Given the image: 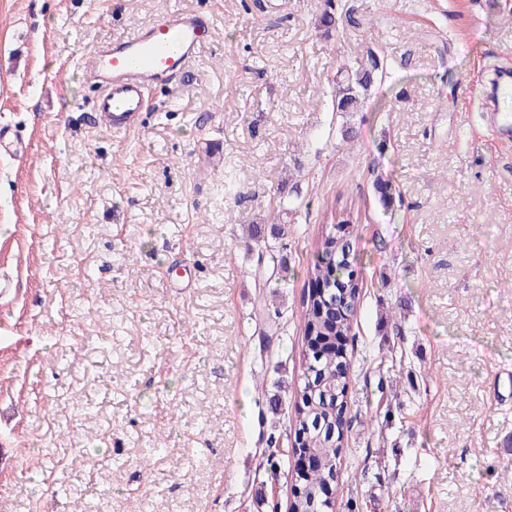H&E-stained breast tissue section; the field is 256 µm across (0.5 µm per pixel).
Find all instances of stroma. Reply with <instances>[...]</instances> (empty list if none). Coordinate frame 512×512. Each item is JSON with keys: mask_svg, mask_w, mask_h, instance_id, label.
<instances>
[{"mask_svg": "<svg viewBox=\"0 0 512 512\" xmlns=\"http://www.w3.org/2000/svg\"><path fill=\"white\" fill-rule=\"evenodd\" d=\"M177 10L204 20L197 60L114 132L82 56ZM362 47L388 76L346 142L331 96ZM509 66L512 0H0V125L24 146L0 149V512L287 504L337 200L363 292L336 512H512V147L484 105Z\"/></svg>", "mask_w": 512, "mask_h": 512, "instance_id": "stroma-1", "label": "stroma"}]
</instances>
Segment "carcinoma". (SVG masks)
<instances>
[{
	"instance_id": "carcinoma-1",
	"label": "carcinoma",
	"mask_w": 512,
	"mask_h": 512,
	"mask_svg": "<svg viewBox=\"0 0 512 512\" xmlns=\"http://www.w3.org/2000/svg\"><path fill=\"white\" fill-rule=\"evenodd\" d=\"M387 62L378 51L369 48L356 56L351 65H343L336 75L332 94V111L349 119L362 111L366 98L384 83ZM375 191L382 206H394L396 190L388 181H377ZM355 238V225L350 215L341 212L321 236L317 260L308 269L312 288L302 301V339L304 371L302 385L294 400L291 415L298 448L315 452L324 464L298 478L300 490L292 492L288 512H316V503L325 486L340 473L345 436L350 429L351 380L337 376L339 364L350 362L348 356L336 353L327 337L346 338L351 332L352 314L336 320L326 317L336 302L357 307L363 283L352 277L357 268L356 256L350 248Z\"/></svg>"
}]
</instances>
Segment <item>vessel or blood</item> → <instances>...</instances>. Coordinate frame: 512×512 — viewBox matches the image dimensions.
<instances>
[{"mask_svg": "<svg viewBox=\"0 0 512 512\" xmlns=\"http://www.w3.org/2000/svg\"><path fill=\"white\" fill-rule=\"evenodd\" d=\"M201 35L202 21L197 14L176 12L161 23L88 52L82 67L99 89L94 111L116 129L130 117L148 111L150 92L172 84L197 58Z\"/></svg>", "mask_w": 512, "mask_h": 512, "instance_id": "1", "label": "vessel or blood"}]
</instances>
